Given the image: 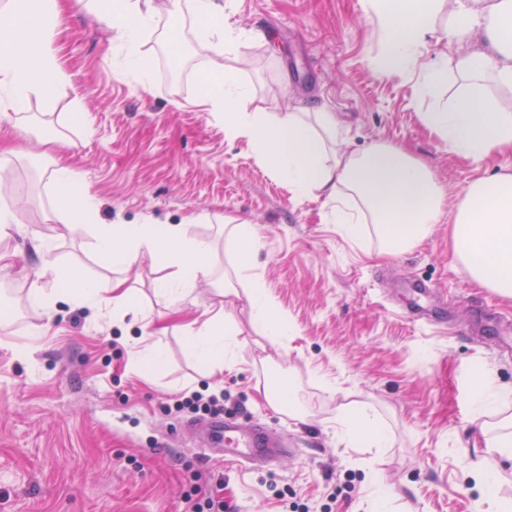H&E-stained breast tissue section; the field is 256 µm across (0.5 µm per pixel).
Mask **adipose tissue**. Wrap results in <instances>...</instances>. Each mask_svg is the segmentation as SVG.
<instances>
[{"label":"adipose tissue","instance_id":"ef3b65f1","mask_svg":"<svg viewBox=\"0 0 512 512\" xmlns=\"http://www.w3.org/2000/svg\"><path fill=\"white\" fill-rule=\"evenodd\" d=\"M115 32L122 51L117 80H146L149 64L141 51L145 36L167 28L169 16L145 7L142 0H80ZM188 4L196 23L195 39L207 62L199 73V103L224 118L228 135L247 138L260 161L294 193H320L332 220L349 238H359L364 225H373L388 254L403 251L423 239L443 215V195L429 167L402 148L377 144L361 152L328 153L342 127L335 113L317 112V127L300 113L275 115L250 109L249 86L224 57L253 37L252 32L225 24L219 0H172ZM364 16L383 41L373 72L380 78L412 81L416 97L436 96L448 83V63L427 54L428 39L440 34L448 45L478 49L460 56L457 70L463 94L447 105L421 113L422 124L453 152L482 157L512 150V112L501 109L489 95L487 78L512 88V0H362ZM65 12V0H0V121L20 123L31 96L50 101L62 86V73L49 45ZM48 179L56 209L72 228L94 239L97 263L114 270L100 283L73 269L61 268L52 247L40 243L42 270L52 273L49 284L33 281L30 295L43 312H52L60 298L97 311L141 316L133 290L120 272L147 253L159 259L163 274L155 291L170 306L183 307L199 279L212 276V244L190 235L184 224H102L97 197L69 167L55 165ZM232 245L234 268L254 323L274 344L288 339L283 314L264 298L253 256L258 239L247 224L225 223ZM452 237L462 271L484 288L512 298V173H498L472 182L455 211ZM183 336L207 374L223 371L232 360L235 341L223 312L180 326ZM503 389L478 387L474 404L483 417L484 457L480 474L487 486L486 512H503L492 485L501 460H512V415H498ZM343 440L351 448H383L388 436L380 416L368 409L345 412Z\"/></svg>","mask_w":512,"mask_h":512}]
</instances>
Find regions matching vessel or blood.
Listing matches in <instances>:
<instances>
[{"label":"vessel or blood","mask_w":512,"mask_h":512,"mask_svg":"<svg viewBox=\"0 0 512 512\" xmlns=\"http://www.w3.org/2000/svg\"><path fill=\"white\" fill-rule=\"evenodd\" d=\"M434 294L433 285L425 282L415 284L408 308L409 317L421 320L441 314L442 309L435 303ZM208 432L230 435L231 443L225 446L224 453L240 462L269 463L289 452L286 442L258 423H243L236 418L215 420L209 422Z\"/></svg>","instance_id":"b4317fda"}]
</instances>
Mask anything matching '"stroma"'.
Wrapping results in <instances>:
<instances>
[{"label":"stroma","instance_id":"35a3bbf8","mask_svg":"<svg viewBox=\"0 0 512 512\" xmlns=\"http://www.w3.org/2000/svg\"><path fill=\"white\" fill-rule=\"evenodd\" d=\"M223 2L230 23L262 33L224 58L250 85L254 106L335 112L349 151L408 149L442 187L443 218L394 255L381 254L374 230L345 237L322 198L295 195L246 139L225 135L221 115L195 106L206 59L193 53L189 13L147 36L144 82L113 79L122 57L105 22L85 11L66 15L53 43L65 77L60 95L51 103L31 96L33 125L0 123V139L17 149L0 173V208L12 214L0 237L9 258L0 268V512H184L187 495L219 479L224 512H374L386 497L397 512H478L474 395L484 382L512 389V357L496 349L512 336V299L463 274L450 229L465 188L512 170V151L475 160L432 136L419 119L431 100L414 96L411 83L374 75L380 44L359 0ZM77 106L84 123L73 127L65 115ZM46 134L61 144L41 145ZM59 157L97 196L100 223L179 224L193 214L199 221L189 232L203 238L227 219L251 225L255 270L288 321L287 343L262 336L245 300L199 280L186 315L223 306L237 341L223 373L206 377L154 290L158 264L147 254L126 273L147 320L108 321L72 306L42 316L29 300L40 240L52 243L60 264L111 276L92 259V236L55 209L45 170ZM387 268L444 290L443 323L410 321L411 295L381 278ZM162 326L164 364L139 368V340ZM22 344L30 357L18 355ZM278 380L293 385L300 417L262 398L260 386ZM194 391L224 392L237 417L288 434L296 454L257 467L200 446L184 432L195 415L163 410ZM362 404L381 414L386 448L340 441L337 414Z\"/></svg>","mask_w":512,"mask_h":512}]
</instances>
